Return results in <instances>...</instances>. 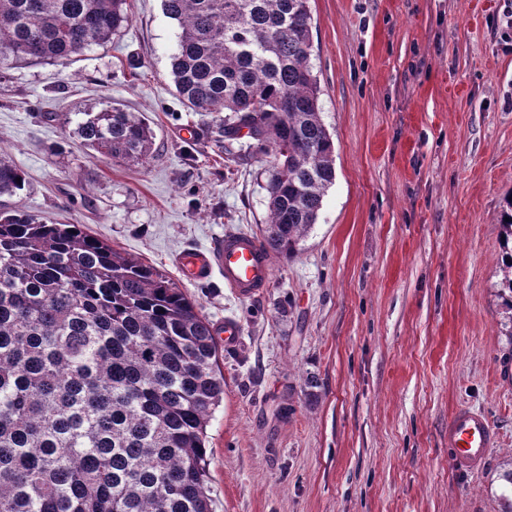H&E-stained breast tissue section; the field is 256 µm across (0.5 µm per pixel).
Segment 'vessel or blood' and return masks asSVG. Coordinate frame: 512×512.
Wrapping results in <instances>:
<instances>
[{
    "mask_svg": "<svg viewBox=\"0 0 512 512\" xmlns=\"http://www.w3.org/2000/svg\"><path fill=\"white\" fill-rule=\"evenodd\" d=\"M176 264L181 275L190 281L221 274L225 287L241 298L262 293L268 288L272 273L271 258L259 241L231 230L211 247L181 253ZM497 439L483 412L461 406L448 421V453L455 467L479 468Z\"/></svg>",
    "mask_w": 512,
    "mask_h": 512,
    "instance_id": "vessel-or-blood-1",
    "label": "vessel or blood"
}]
</instances>
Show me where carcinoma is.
I'll use <instances>...</instances> for the list:
<instances>
[{"label":"carcinoma","mask_w":512,"mask_h":512,"mask_svg":"<svg viewBox=\"0 0 512 512\" xmlns=\"http://www.w3.org/2000/svg\"><path fill=\"white\" fill-rule=\"evenodd\" d=\"M179 33L180 102L222 145L275 147L264 250L291 256L335 180L320 116L309 0H162ZM130 21L127 0H0V64L67 65ZM74 134L141 164L145 120L109 104ZM26 186L0 157V196ZM498 297L512 311V194L500 215ZM224 399L209 320L165 273L80 224L0 212V512H212L206 438ZM500 498L512 512V461Z\"/></svg>","instance_id":"carcinoma-1"}]
</instances>
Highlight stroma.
I'll list each match as a JSON object with an SVG mask.
<instances>
[{"label":"stroma","mask_w":512,"mask_h":512,"mask_svg":"<svg viewBox=\"0 0 512 512\" xmlns=\"http://www.w3.org/2000/svg\"><path fill=\"white\" fill-rule=\"evenodd\" d=\"M130 5L128 26L70 65L0 75V156L27 177L0 208L84 225L165 271L213 326L239 323L207 428L213 512H500L512 0H310L336 179L297 254L273 255L252 299L217 274L184 279L176 259L227 230L257 234L273 154L202 136L172 83L176 22L161 0ZM111 101L153 128L146 163L93 156L74 136L69 117ZM461 405L498 434L477 471L448 458ZM509 218V221H505ZM512 194L504 199L500 215L501 233L500 249L501 260L499 268L502 278L498 283V297L502 300L503 306L512 311Z\"/></svg>","instance_id":"35a3bbf8"}]
</instances>
